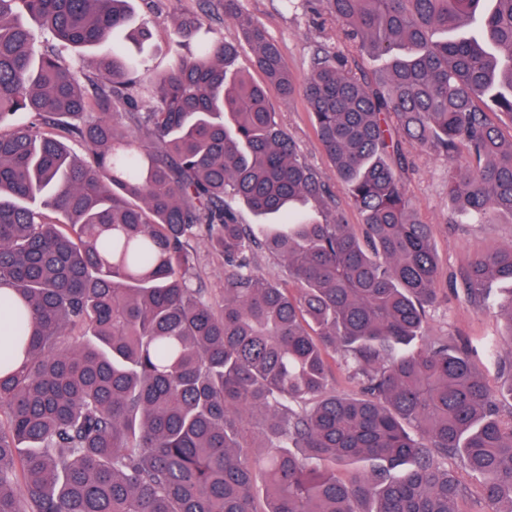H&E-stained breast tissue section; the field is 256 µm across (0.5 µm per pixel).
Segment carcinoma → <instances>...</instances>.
I'll use <instances>...</instances> for the list:
<instances>
[{
    "label": "carcinoma",
    "instance_id": "carcinoma-1",
    "mask_svg": "<svg viewBox=\"0 0 512 512\" xmlns=\"http://www.w3.org/2000/svg\"><path fill=\"white\" fill-rule=\"evenodd\" d=\"M238 2L201 0L174 33L184 46L224 11L263 84L221 37L162 73L114 49L83 79L63 52L150 38L133 0H0V512H466L450 459L487 512H512V290L481 349L428 335L439 260L402 182L415 141L451 163L452 209L512 217V143L492 120L512 124V0H317L385 67L318 47L300 85ZM272 89L304 98L362 234ZM308 201L322 220L294 212ZM240 204L284 221L243 224ZM202 235L224 257L217 308ZM259 250L286 278L254 272ZM494 282L512 284L511 243L455 292L481 306ZM479 351L509 370L495 390ZM338 460L371 466L347 479ZM448 462L457 471L458 476L469 489V496L464 504V509L469 512H485L487 505L478 492V480L465 470L459 461L449 460Z\"/></svg>",
    "mask_w": 512,
    "mask_h": 512
}]
</instances>
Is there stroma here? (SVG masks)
Wrapping results in <instances>:
<instances>
[{"label":"stroma","mask_w":512,"mask_h":512,"mask_svg":"<svg viewBox=\"0 0 512 512\" xmlns=\"http://www.w3.org/2000/svg\"><path fill=\"white\" fill-rule=\"evenodd\" d=\"M239 5L258 19L277 41L283 61L296 80L307 76L316 46L331 48L336 44L334 29L318 22L301 0L290 9L284 8L280 0H239ZM199 8V0H168L166 11L156 16L152 37L143 53H136L132 43L121 35L113 43L98 47L96 53L109 55L113 46L118 45L133 55L136 62L156 72L165 71L173 64L176 54L172 12L193 13ZM270 101L278 122L296 142L305 161L327 180L348 223L360 224L362 216L324 152L303 98L297 95L284 100L274 94ZM405 152L411 169L403 176L404 189L419 218L432 226L433 244L441 266L436 282L440 304L430 313L428 331L459 344L480 346L485 339L501 335L503 322L488 310L461 302L451 281L461 276L475 254L512 243V216L498 215L491 224L463 222L448 200V164L443 157L413 141L406 143Z\"/></svg>","instance_id":"stroma-1"}]
</instances>
